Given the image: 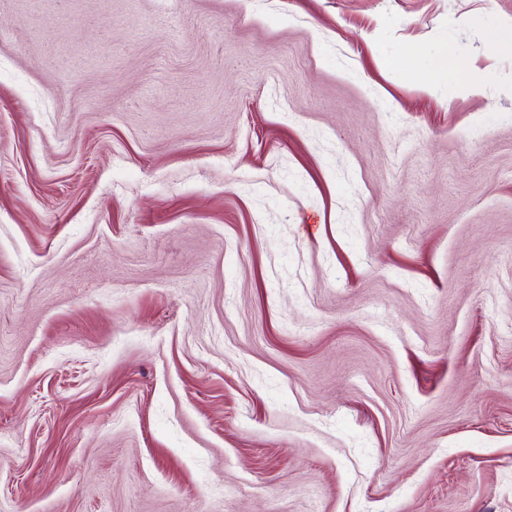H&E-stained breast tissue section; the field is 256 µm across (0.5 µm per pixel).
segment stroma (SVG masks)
<instances>
[{"instance_id": "obj_1", "label": "stroma", "mask_w": 512, "mask_h": 512, "mask_svg": "<svg viewBox=\"0 0 512 512\" xmlns=\"http://www.w3.org/2000/svg\"><path fill=\"white\" fill-rule=\"evenodd\" d=\"M0 512H512V0H0Z\"/></svg>"}]
</instances>
